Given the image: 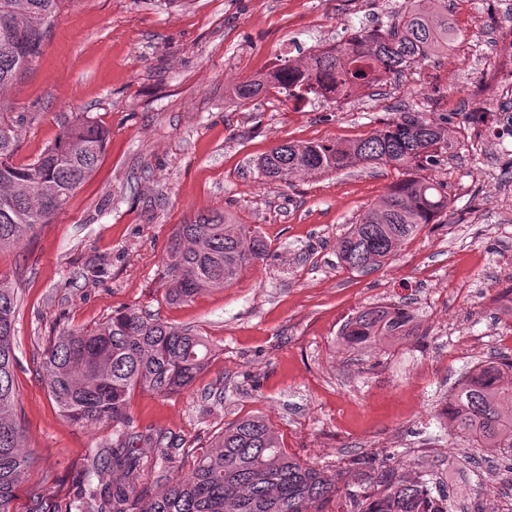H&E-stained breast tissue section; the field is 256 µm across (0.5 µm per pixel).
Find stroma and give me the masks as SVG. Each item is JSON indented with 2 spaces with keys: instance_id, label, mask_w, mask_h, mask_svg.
<instances>
[{
  "instance_id": "obj_1",
  "label": "stroma",
  "mask_w": 512,
  "mask_h": 512,
  "mask_svg": "<svg viewBox=\"0 0 512 512\" xmlns=\"http://www.w3.org/2000/svg\"><path fill=\"white\" fill-rule=\"evenodd\" d=\"M409 0H62L39 58L8 93L25 113L16 162L50 145L64 119L85 115L109 141L93 175L64 211L18 248L0 252V274L21 296L15 323L18 419L36 462L16 490L28 512L35 484L58 512H77L76 475L108 424L61 416L36 371L64 331L92 328L134 307L208 340L209 370L183 393L132 394L137 432L195 445L225 423L268 419L284 450L313 466L345 470L371 453L412 479L437 478L466 506L512 512L505 459L472 447L444 419L448 400L477 363L512 355V159L471 112L489 91L461 75L485 52L474 28L491 0H448L454 37L409 68L401 87L378 84L341 103L295 100L273 90L247 102L230 88L267 73L275 59L308 60L348 27L392 23ZM398 112L447 115L455 146L427 178L444 185L446 214L364 273L338 246L401 171L353 161L290 182L259 177L258 160L284 142L351 143ZM231 213L268 242L267 260L231 284L172 305L161 279L176 225ZM395 304L419 333L363 347L343 325L368 307ZM223 391L216 402L214 391Z\"/></svg>"
}]
</instances>
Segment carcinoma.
Here are the masks:
<instances>
[{
  "label": "carcinoma",
  "mask_w": 512,
  "mask_h": 512,
  "mask_svg": "<svg viewBox=\"0 0 512 512\" xmlns=\"http://www.w3.org/2000/svg\"><path fill=\"white\" fill-rule=\"evenodd\" d=\"M62 0H0V252L32 238L40 225L63 211L72 194L95 171L108 133L86 118L66 120L47 148L32 161L15 162L16 128L26 115L13 114L1 94L38 57ZM448 47V0H412L397 22L362 34L359 41L330 53H315L305 75L283 65L273 76L295 99L323 96L336 80L366 81L355 64L359 54L385 74L417 66ZM268 87L258 77L232 87L247 100ZM445 118L411 112L395 114L364 139L272 148L260 158L263 178L288 182L302 171H338L354 160L392 165L409 174L394 183L379 207L367 210L341 241L338 258L360 272L382 266L397 246L440 218L448 194L429 178L412 175L437 163L453 149ZM267 241L229 214H202L176 225L163 258L164 297L170 304L192 300L209 288L232 283L241 270L269 256ZM18 290L0 277V512H13L16 488L28 477L34 456L24 450L16 419L17 387L14 347ZM414 316L406 309L379 305L363 309L343 326L350 344L413 336ZM212 349L190 328L172 326L136 308L123 307L92 330H69L45 353L40 373L61 415L84 425L112 424V446L94 450L81 476L84 512H417L425 500V483L391 470H379L363 456L351 461L355 481L341 472L313 467L281 448L277 436L258 415L224 426L206 445L181 450L173 440L145 435L143 441L172 472L179 456L191 458L192 476H171L155 495L137 492L140 468L129 441L128 400L139 388L160 396L183 392L209 367ZM512 368V361L503 362ZM501 366V367H503ZM501 367L478 368L450 402L456 430L477 448H498L512 457V385L500 384ZM123 472L124 482L103 483L109 470Z\"/></svg>",
  "instance_id": "cac0c4a2"
}]
</instances>
